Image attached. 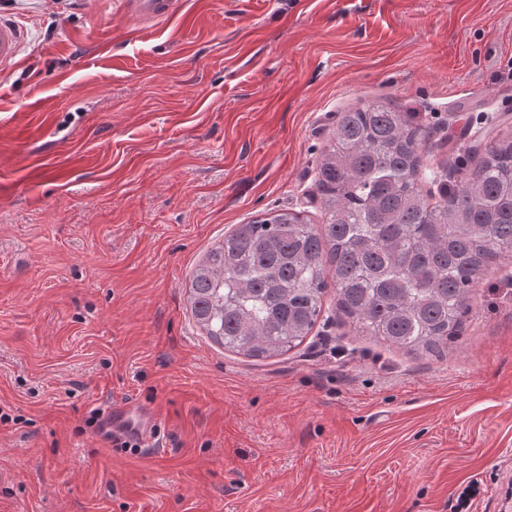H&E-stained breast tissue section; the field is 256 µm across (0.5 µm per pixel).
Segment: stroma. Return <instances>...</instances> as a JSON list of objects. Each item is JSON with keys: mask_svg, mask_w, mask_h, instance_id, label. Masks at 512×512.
Segmentation results:
<instances>
[{"mask_svg": "<svg viewBox=\"0 0 512 512\" xmlns=\"http://www.w3.org/2000/svg\"><path fill=\"white\" fill-rule=\"evenodd\" d=\"M0 0V512H505L512 253L441 356L360 335L327 289L303 344L204 336L189 282L235 225L323 222L340 112H412L421 167L460 184L512 132V0ZM156 410L138 454L92 410ZM177 3V0H126L124 8L130 17L143 24L168 18L176 11ZM23 43V31L18 25L0 20V73L3 77L17 63Z\"/></svg>", "mask_w": 512, "mask_h": 512, "instance_id": "obj_1", "label": "stroma"}]
</instances>
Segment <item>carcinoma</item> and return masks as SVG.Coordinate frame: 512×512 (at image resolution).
<instances>
[{
	"label": "carcinoma",
	"mask_w": 512,
	"mask_h": 512,
	"mask_svg": "<svg viewBox=\"0 0 512 512\" xmlns=\"http://www.w3.org/2000/svg\"><path fill=\"white\" fill-rule=\"evenodd\" d=\"M423 130L380 101L341 113L322 152L321 229L301 213L239 224L196 266L190 304L210 340L251 358L299 347L328 283L363 336L441 354L458 336L471 287L512 252V134L439 199L419 185Z\"/></svg>",
	"instance_id": "cac0c4a2"
}]
</instances>
